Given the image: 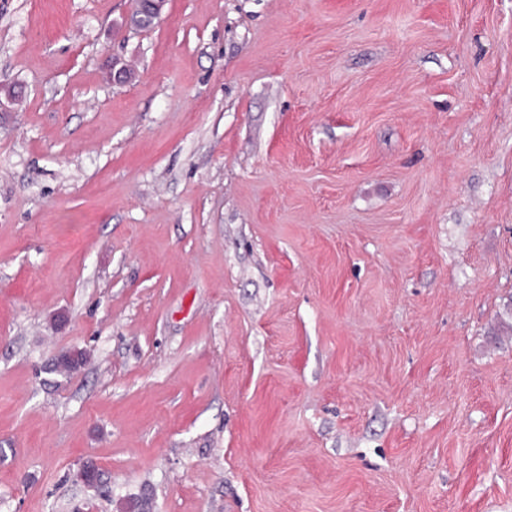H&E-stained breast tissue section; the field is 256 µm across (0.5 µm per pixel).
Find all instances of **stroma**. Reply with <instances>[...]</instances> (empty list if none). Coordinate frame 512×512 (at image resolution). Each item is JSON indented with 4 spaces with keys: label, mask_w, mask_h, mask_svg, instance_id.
Wrapping results in <instances>:
<instances>
[{
    "label": "stroma",
    "mask_w": 512,
    "mask_h": 512,
    "mask_svg": "<svg viewBox=\"0 0 512 512\" xmlns=\"http://www.w3.org/2000/svg\"><path fill=\"white\" fill-rule=\"evenodd\" d=\"M133 10L0 0V512H512V0Z\"/></svg>",
    "instance_id": "1"
}]
</instances>
